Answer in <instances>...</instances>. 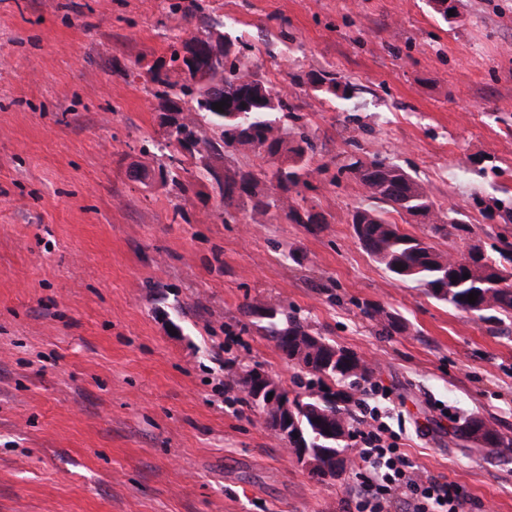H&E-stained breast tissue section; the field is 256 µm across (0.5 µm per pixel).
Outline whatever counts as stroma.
Wrapping results in <instances>:
<instances>
[{
    "label": "stroma",
    "instance_id": "35a3bbf8",
    "mask_svg": "<svg viewBox=\"0 0 512 512\" xmlns=\"http://www.w3.org/2000/svg\"><path fill=\"white\" fill-rule=\"evenodd\" d=\"M199 2L184 21L170 0H0V512H342L354 471L313 477L235 382L256 367L299 391L252 302L366 361L416 472L460 485L466 512H512V316L391 279L354 237L369 200L341 170L388 158L435 215L458 210L469 233L434 237L445 253L512 243V0H460L448 21L430 0ZM218 16L313 141L316 232L273 212L224 223L204 166L268 157L183 156V195L133 176L169 163L140 69ZM318 71L350 101L315 92ZM390 313L404 331L385 333ZM471 415L507 445L471 449L454 433Z\"/></svg>",
    "mask_w": 512,
    "mask_h": 512
}]
</instances>
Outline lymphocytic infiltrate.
<instances>
[{
    "label": "lymphocytic infiltrate",
    "instance_id": "lymphocytic-infiltrate-1",
    "mask_svg": "<svg viewBox=\"0 0 512 512\" xmlns=\"http://www.w3.org/2000/svg\"><path fill=\"white\" fill-rule=\"evenodd\" d=\"M369 421L356 430L355 512H463L468 498L455 482L417 475L406 452L383 421L379 407L364 409Z\"/></svg>",
    "mask_w": 512,
    "mask_h": 512
}]
</instances>
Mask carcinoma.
<instances>
[{"instance_id": "carcinoma-1", "label": "carcinoma", "mask_w": 512, "mask_h": 512, "mask_svg": "<svg viewBox=\"0 0 512 512\" xmlns=\"http://www.w3.org/2000/svg\"><path fill=\"white\" fill-rule=\"evenodd\" d=\"M170 13L191 18L201 10L198 0H175ZM188 42L176 34L169 45L167 68L184 71L188 66L185 52ZM146 77L161 86L156 96L166 106H175V100L188 97L195 103L194 111L201 120L185 123L175 116L165 123L164 139L173 148L171 163H181L178 153H214L232 148L252 151L280 163L271 171L223 170L219 178L217 168L207 166L202 176L219 186L224 206V221H234L242 212L267 213L274 209L285 219L311 229L323 222L321 216L301 205L291 192L301 184H308L312 149L305 133L294 139L292 133L280 125L279 114L291 113L294 106L282 91L265 85L246 64L235 61L212 73L210 80L224 84V111L199 99L185 83L171 82L160 69L150 67ZM311 82L322 88L333 99L348 100L349 84L327 74H311ZM367 189L368 198L390 206L396 212L426 216L433 209V201L425 188L410 174L385 157L355 160L346 166ZM273 184L274 194L264 195L258 189L261 178ZM352 227L361 247L375 258L395 280L420 289L426 296L448 306L474 314L493 312L512 315V270L482 251L471 249L454 258L445 254L424 238L400 231L398 225L386 220L383 211L358 208L352 215ZM467 231L462 220L448 216L433 221L432 236L446 234L447 228ZM469 278H464V274ZM477 294L476 302H468L470 293ZM244 314L251 317V325L274 343L279 350L288 346V361L305 370L310 379L308 394L294 400L293 421L288 435L281 440L293 445L301 440L316 458H336V468L329 470L321 480H334L346 471L349 444L342 439L352 430L348 423L347 406L352 401L350 389L368 377L370 369L355 353L337 347L318 334H313L285 307H265L261 302L249 303ZM460 434L471 437L482 433L484 447L502 445L500 433L489 427L478 416H470L456 428Z\"/></svg>"}]
</instances>
